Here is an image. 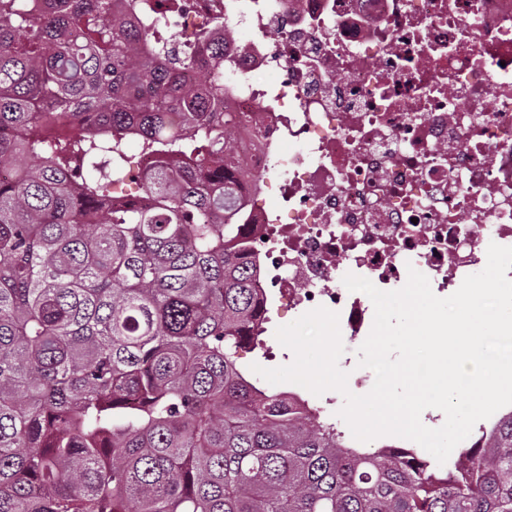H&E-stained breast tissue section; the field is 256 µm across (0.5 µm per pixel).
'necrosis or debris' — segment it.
<instances>
[{
  "label": "necrosis or debris",
  "mask_w": 512,
  "mask_h": 512,
  "mask_svg": "<svg viewBox=\"0 0 512 512\" xmlns=\"http://www.w3.org/2000/svg\"><path fill=\"white\" fill-rule=\"evenodd\" d=\"M223 16L224 108L257 285L366 340L409 269L435 295L512 247V0H199Z\"/></svg>",
  "instance_id": "necrosis-or-debris-1"
}]
</instances>
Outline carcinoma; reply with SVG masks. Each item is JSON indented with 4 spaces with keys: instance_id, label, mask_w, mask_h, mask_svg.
Listing matches in <instances>:
<instances>
[{
    "instance_id": "obj_1",
    "label": "carcinoma",
    "mask_w": 512,
    "mask_h": 512,
    "mask_svg": "<svg viewBox=\"0 0 512 512\" xmlns=\"http://www.w3.org/2000/svg\"><path fill=\"white\" fill-rule=\"evenodd\" d=\"M114 2L0 0V512H512V412L445 469L254 390L224 43Z\"/></svg>"
}]
</instances>
